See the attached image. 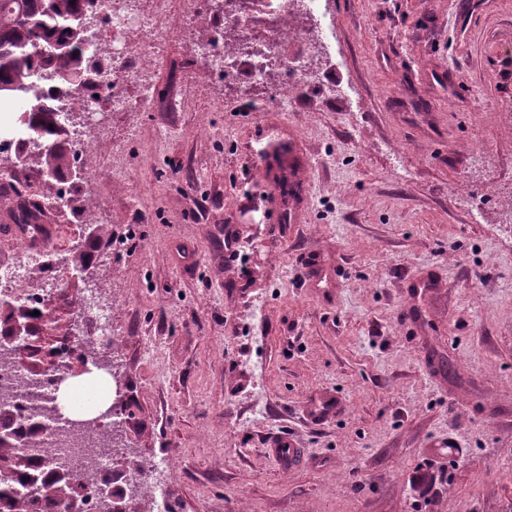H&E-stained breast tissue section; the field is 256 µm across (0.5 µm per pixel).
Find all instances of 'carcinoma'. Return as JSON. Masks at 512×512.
Here are the masks:
<instances>
[{
    "label": "carcinoma",
    "instance_id": "cac0c4a2",
    "mask_svg": "<svg viewBox=\"0 0 512 512\" xmlns=\"http://www.w3.org/2000/svg\"><path fill=\"white\" fill-rule=\"evenodd\" d=\"M91 0H0V96L20 88L38 69L43 77L57 83L63 92L74 97L78 94L87 64L83 58V41L76 35V18L88 13ZM59 108L51 104L35 105L17 114L16 119L25 126L44 133L49 145L28 155L25 166L30 177L27 188L38 186L37 197L51 201L60 197L55 190L59 176L68 175L71 182H84L87 170L79 165L72 144L55 138L50 129ZM0 214L6 224H40L41 207L26 205L19 199L13 185L0 184ZM71 317L80 311V295L63 292L60 302L33 316L35 308L27 305H8V322L31 325L42 321L46 339L30 350H18L14 362L34 371L43 358L53 355V337L71 335V325L63 322L59 310ZM30 416L37 417L53 409L52 399L38 391L28 393ZM54 454L48 450L40 456L18 452L12 435L0 437V512H34L35 502L16 491V485L35 487L39 499L52 500L62 506L74 499H82V485L73 473L55 466L50 468Z\"/></svg>",
    "mask_w": 512,
    "mask_h": 512
}]
</instances>
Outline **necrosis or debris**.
Returning a JSON list of instances; mask_svg holds the SVG:
<instances>
[{
  "label": "necrosis or debris",
  "mask_w": 512,
  "mask_h": 512,
  "mask_svg": "<svg viewBox=\"0 0 512 512\" xmlns=\"http://www.w3.org/2000/svg\"><path fill=\"white\" fill-rule=\"evenodd\" d=\"M329 0H242L222 9L216 0H185L182 10L185 25L196 28L207 39L200 60L220 75L266 89V106H284L298 89L308 82L307 71L295 72L293 82L276 78V66L288 59L293 50H310L313 42H329L334 19ZM174 0H94L92 11L106 23L104 69L87 70L81 89L85 110L109 112L120 117L129 112H146L154 104L151 76L172 36L167 18ZM75 274L71 265L59 263L54 250L19 248L4 276L6 285L0 299L38 308L53 305L65 283ZM40 277L36 290L25 286L28 278ZM111 301L102 299L97 289L83 295L79 318L84 337L68 339L56 354V363L48 371L30 376L14 367L8 354L30 345L31 337L0 336V403L25 408L28 387L52 394L60 368L86 354L99 360L112 357L116 340L112 330ZM123 421L121 410L91 428L74 427L64 419L52 417L35 432H21L15 446L25 454H37L51 448L60 462L75 475L94 473L95 488L84 493L85 512H102L114 486L136 489L129 498L131 512L138 508V495H147L153 512H172L161 475L171 466L164 459L149 463L134 459L131 449L110 432L118 431Z\"/></svg>",
  "instance_id": "4bbe7bcc"
}]
</instances>
